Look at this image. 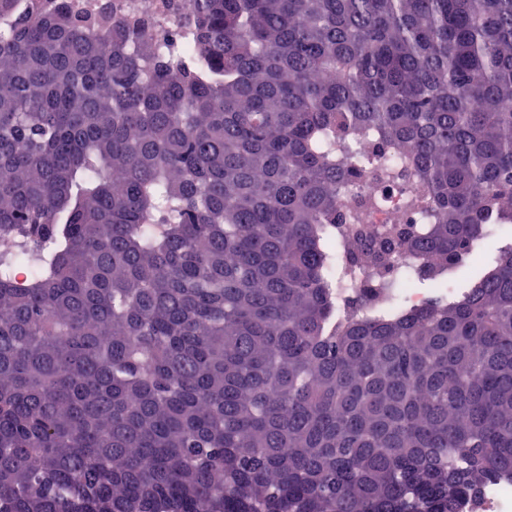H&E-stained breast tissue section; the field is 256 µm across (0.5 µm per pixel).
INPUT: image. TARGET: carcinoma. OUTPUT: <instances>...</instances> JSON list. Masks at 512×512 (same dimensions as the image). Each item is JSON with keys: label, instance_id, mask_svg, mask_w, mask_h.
<instances>
[{"label": "carcinoma", "instance_id": "cac0c4a2", "mask_svg": "<svg viewBox=\"0 0 512 512\" xmlns=\"http://www.w3.org/2000/svg\"><path fill=\"white\" fill-rule=\"evenodd\" d=\"M21 2L0 268L36 279L0 275V512H459L512 478V250L481 251L512 224V0H178L187 58ZM368 177L423 192L347 224ZM394 188H382L372 178L364 179L360 183L345 186L340 192V201L342 210L347 213H353L357 210L361 200L369 197L379 196L382 199V205H377L371 214L369 223L376 224H393V214L389 199L397 194ZM363 269H357L354 277L342 288L337 290V316L347 317L350 314H359L362 312V307L359 301L360 286L364 281ZM430 299V291L422 288H399L390 304L404 311L421 309L427 306Z\"/></svg>", "mask_w": 512, "mask_h": 512}]
</instances>
